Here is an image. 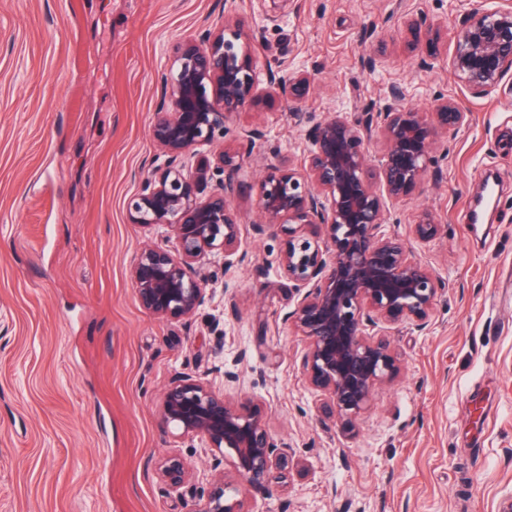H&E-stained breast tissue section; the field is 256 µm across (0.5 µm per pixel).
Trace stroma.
<instances>
[{"mask_svg":"<svg viewBox=\"0 0 512 512\" xmlns=\"http://www.w3.org/2000/svg\"><path fill=\"white\" fill-rule=\"evenodd\" d=\"M483 3L0 0V512H197V480L174 492L153 469L171 454L211 468L200 440L160 419L180 372L261 403L272 439L294 450L285 481L243 488L244 512H500L512 498V71L472 97L445 62L410 53L401 26L407 8L453 29ZM230 14L258 36V79L304 70L314 88L261 93L227 122L240 164L213 185L241 226L240 258L211 255V300L161 319L129 268L170 241L130 223L126 203L164 162L153 123L172 50ZM394 84L406 106L428 113L445 96L468 122L438 132L425 180L385 205L382 233L405 239L442 289L426 328L386 329L400 374L348 426L307 380L308 341L285 319L286 238L264 225L257 191L270 165L303 163L318 123L380 111ZM487 175L497 197L474 228ZM425 212L439 232L422 243L411 226Z\"/></svg>","mask_w":512,"mask_h":512,"instance_id":"35a3bbf8","label":"stroma"}]
</instances>
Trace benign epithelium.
Instances as JSON below:
<instances>
[{
	"instance_id": "obj_1",
	"label": "benign epithelium",
	"mask_w": 512,
	"mask_h": 512,
	"mask_svg": "<svg viewBox=\"0 0 512 512\" xmlns=\"http://www.w3.org/2000/svg\"><path fill=\"white\" fill-rule=\"evenodd\" d=\"M408 49L430 67L441 58L442 31L448 21L429 22L403 12ZM254 32L240 18L199 40L178 45L163 78V98L153 125L164 166L144 178L128 203L131 222L164 230L173 249L149 246L131 265L138 300L148 312L170 320L192 317L208 300L200 275L206 256L238 250L239 224L222 191H203L216 172L232 165L223 150L203 157L190 171L181 158L224 138L225 123L259 95L252 44ZM457 81L476 97H488L512 68V0H486L466 12L448 56ZM310 78L270 74L267 89L306 97ZM391 103L376 117L360 122L336 112L311 132L312 149L304 165H273L261 179L257 205L286 236L281 266L294 285L288 313L309 339L304 368L310 385L325 397L324 406L351 425L364 411L375 386L393 381L398 358L382 333L391 324L428 326L441 282L428 266L410 257L404 242L378 234L385 223L383 197L408 196L428 174L437 130L459 128L466 113L441 97L433 119L403 105L394 86ZM379 135L385 149L378 167L367 144ZM439 224L424 214L412 225L414 237L433 239ZM324 233L322 252L310 237ZM166 427L179 439L198 438L212 455L233 456L234 477L218 471L202 492L198 512H243L242 483L261 486L288 467L289 448L270 437L258 403L236 405L201 376L179 374L166 390L160 410ZM157 470L173 490L184 487L193 469L182 457L166 455Z\"/></svg>"
}]
</instances>
